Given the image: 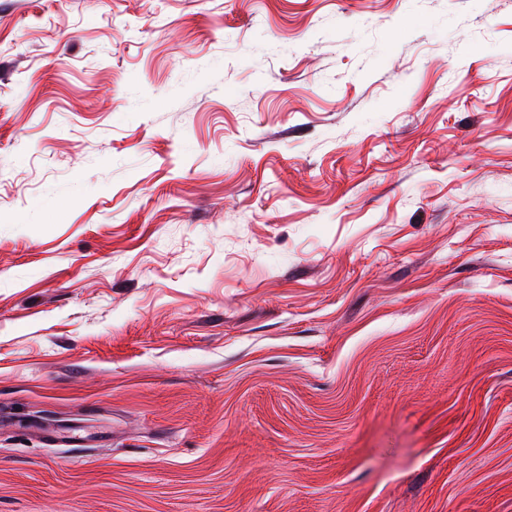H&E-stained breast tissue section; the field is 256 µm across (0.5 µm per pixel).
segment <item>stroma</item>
<instances>
[{"label": "stroma", "mask_w": 512, "mask_h": 512, "mask_svg": "<svg viewBox=\"0 0 512 512\" xmlns=\"http://www.w3.org/2000/svg\"><path fill=\"white\" fill-rule=\"evenodd\" d=\"M0 512H512V0H0Z\"/></svg>", "instance_id": "stroma-1"}]
</instances>
